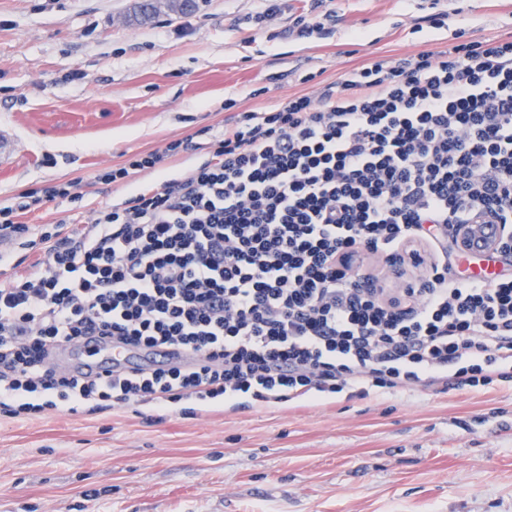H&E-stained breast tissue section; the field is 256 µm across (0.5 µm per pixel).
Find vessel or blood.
Instances as JSON below:
<instances>
[{
	"label": "vessel or blood",
	"instance_id": "b4317fda",
	"mask_svg": "<svg viewBox=\"0 0 512 512\" xmlns=\"http://www.w3.org/2000/svg\"><path fill=\"white\" fill-rule=\"evenodd\" d=\"M472 252L480 261L475 271L477 278L491 279L503 274L507 263L493 248L476 246L473 247ZM66 356L72 367L99 374L116 366L133 370L170 362H187L191 359L189 353L175 347L141 352L94 343L67 350Z\"/></svg>",
	"mask_w": 512,
	"mask_h": 512
}]
</instances>
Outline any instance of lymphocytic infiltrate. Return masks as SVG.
I'll list each match as a JSON object with an SVG mask.
<instances>
[{"instance_id": "f902f5d3", "label": "lymphocytic infiltrate", "mask_w": 512, "mask_h": 512, "mask_svg": "<svg viewBox=\"0 0 512 512\" xmlns=\"http://www.w3.org/2000/svg\"><path fill=\"white\" fill-rule=\"evenodd\" d=\"M207 136L98 170L158 185L92 211L74 235L20 214L79 202L80 179L0 206V240L43 250V271L0 282V408L308 394L365 398L408 386L512 382V276L473 282L453 263L460 224L512 223V40L377 60ZM411 256L415 275L384 285ZM189 350L191 363L87 376L49 361L86 337Z\"/></svg>"}]
</instances>
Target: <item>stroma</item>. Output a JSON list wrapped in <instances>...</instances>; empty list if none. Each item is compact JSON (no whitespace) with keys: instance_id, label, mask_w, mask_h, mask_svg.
Masks as SVG:
<instances>
[{"instance_id":"obj_1","label":"stroma","mask_w":512,"mask_h":512,"mask_svg":"<svg viewBox=\"0 0 512 512\" xmlns=\"http://www.w3.org/2000/svg\"><path fill=\"white\" fill-rule=\"evenodd\" d=\"M138 0H0V204L81 181V204L21 215L75 230L127 187L124 154L261 112L454 34L512 39V0H200L135 22ZM324 33L289 37L296 18ZM313 81H306V74ZM234 109H225L226 99ZM143 404L0 413V512H512V384L173 412Z\"/></svg>"}]
</instances>
